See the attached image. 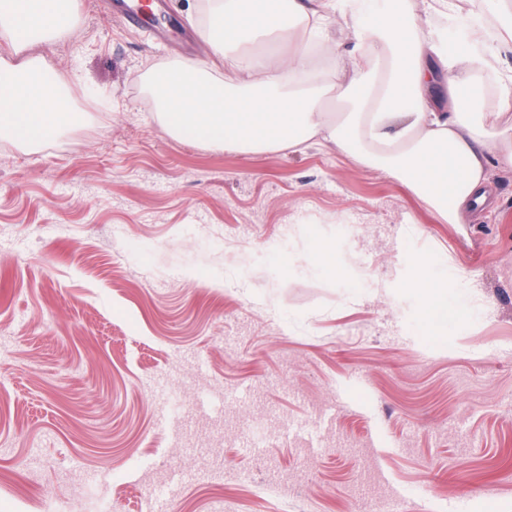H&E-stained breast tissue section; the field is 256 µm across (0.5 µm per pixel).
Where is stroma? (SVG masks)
Here are the masks:
<instances>
[{
  "label": "stroma",
  "mask_w": 512,
  "mask_h": 512,
  "mask_svg": "<svg viewBox=\"0 0 512 512\" xmlns=\"http://www.w3.org/2000/svg\"><path fill=\"white\" fill-rule=\"evenodd\" d=\"M78 0L35 46L79 119L0 148V498L13 512H512V169L451 224L312 146L158 123L151 71L211 56ZM351 228L342 235L339 225ZM448 272L425 314L417 260Z\"/></svg>",
  "instance_id": "stroma-1"
}]
</instances>
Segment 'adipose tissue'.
Here are the masks:
<instances>
[{
  "label": "adipose tissue",
  "mask_w": 512,
  "mask_h": 512,
  "mask_svg": "<svg viewBox=\"0 0 512 512\" xmlns=\"http://www.w3.org/2000/svg\"><path fill=\"white\" fill-rule=\"evenodd\" d=\"M75 0H0V32L12 53L18 20L27 41L71 35ZM465 18L455 33L426 26L436 8ZM497 19L495 30L483 22ZM204 31L216 60L183 62L155 77L158 119L179 138L242 153L313 145L387 172L409 186L451 224L469 223L485 201L495 166L512 167V71L499 65L512 50V0H212ZM339 18L336 54L348 66L337 83L350 108L325 111L324 90L310 65L313 48ZM276 42L281 51L257 70L245 46ZM495 83H488L487 75ZM74 119L67 88L42 58L0 57V138L55 137ZM409 285L424 310L443 311L447 279L419 262Z\"/></svg>",
  "instance_id": "adipose-tissue-1"
}]
</instances>
